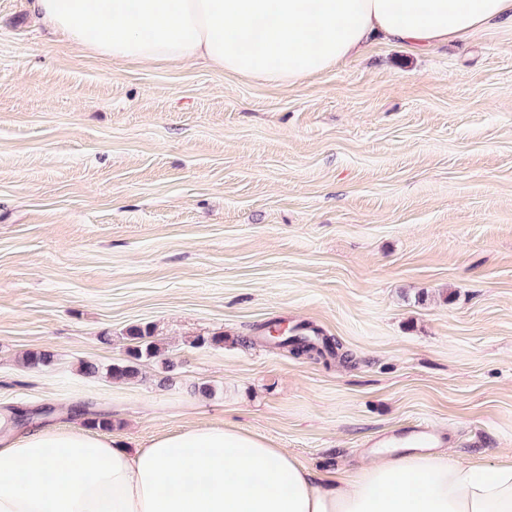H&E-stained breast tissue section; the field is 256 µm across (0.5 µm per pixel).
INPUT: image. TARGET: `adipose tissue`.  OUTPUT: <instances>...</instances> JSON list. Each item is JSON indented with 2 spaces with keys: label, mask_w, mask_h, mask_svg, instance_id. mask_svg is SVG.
I'll list each match as a JSON object with an SVG mask.
<instances>
[{
  "label": "adipose tissue",
  "mask_w": 512,
  "mask_h": 512,
  "mask_svg": "<svg viewBox=\"0 0 512 512\" xmlns=\"http://www.w3.org/2000/svg\"><path fill=\"white\" fill-rule=\"evenodd\" d=\"M40 19L115 63L202 61L297 83L371 39L421 51L512 28V0H35ZM0 512H512V452L377 454L318 476L265 436L183 427L129 451L66 427L0 432Z\"/></svg>",
  "instance_id": "adipose-tissue-1"
}]
</instances>
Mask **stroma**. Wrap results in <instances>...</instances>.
Segmentation results:
<instances>
[{
    "mask_svg": "<svg viewBox=\"0 0 512 512\" xmlns=\"http://www.w3.org/2000/svg\"><path fill=\"white\" fill-rule=\"evenodd\" d=\"M133 327L136 379L81 374ZM82 403L131 448L224 422L320 474L420 424L461 462L512 448V30L273 85L115 64L0 0V414ZM320 340L318 344H314L306 340V338H302L300 340L286 337H280L281 345H288L290 344L293 346V349L295 351L299 352H316L321 356H324L325 353H329L330 355H333L335 353L333 345L330 343V341L327 338H320L319 333L315 330L312 331Z\"/></svg>",
    "mask_w": 512,
    "mask_h": 512,
    "instance_id": "stroma-1",
    "label": "stroma"
}]
</instances>
